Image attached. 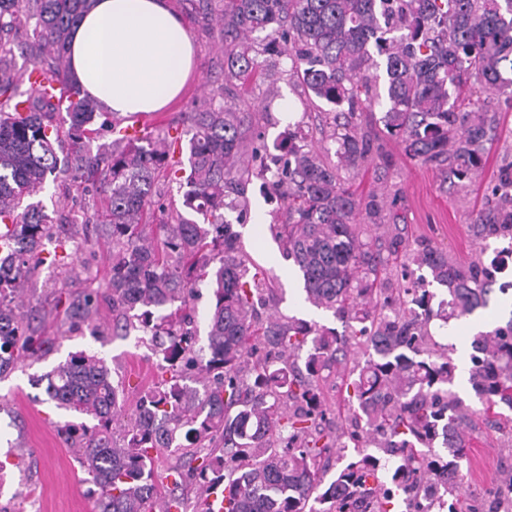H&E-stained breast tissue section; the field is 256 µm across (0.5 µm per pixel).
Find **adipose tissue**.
Returning a JSON list of instances; mask_svg holds the SVG:
<instances>
[{"mask_svg":"<svg viewBox=\"0 0 512 512\" xmlns=\"http://www.w3.org/2000/svg\"><path fill=\"white\" fill-rule=\"evenodd\" d=\"M195 49L167 0H96L73 30L69 73L120 116L157 112L183 91Z\"/></svg>","mask_w":512,"mask_h":512,"instance_id":"adipose-tissue-1","label":"adipose tissue"}]
</instances>
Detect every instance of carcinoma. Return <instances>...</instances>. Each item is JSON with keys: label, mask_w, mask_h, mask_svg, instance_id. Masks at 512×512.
Returning a JSON list of instances; mask_svg holds the SVG:
<instances>
[{"label": "carcinoma", "mask_w": 512, "mask_h": 512, "mask_svg": "<svg viewBox=\"0 0 512 512\" xmlns=\"http://www.w3.org/2000/svg\"><path fill=\"white\" fill-rule=\"evenodd\" d=\"M93 2L0 0V377L52 351V338L31 326L24 280L63 262L44 256L60 225L23 200L62 175L99 195L98 227L112 238L106 291L69 298L66 314L94 326L105 299L112 335L141 332L156 358L157 378L131 409L95 353H73L46 375L52 400L95 421L60 427L95 484L94 512H170L155 475L166 453L178 459L172 486L202 491L178 500L186 512H213L218 484L223 512H431L439 501L448 512H512V468L496 495L468 501L460 460L472 424L457 390L456 347L429 328L435 317L446 326L489 305L496 275L483 255L512 253V163L499 168L470 225L480 250L467 261L410 240L394 201L363 197L341 175L387 167L356 122L378 106L406 156L466 186L500 124L487 94L512 100V0H220L219 13L203 20L219 25L224 76L251 81L259 57L276 50L311 105L332 115L335 153L290 126L273 143L274 168L268 146L249 147L242 132L256 115L222 98L186 113V168L176 158L182 133L170 123L174 134L162 142L123 134L92 150L112 122L69 80L67 53ZM256 32L264 33L258 43ZM16 41L34 51L32 67L45 78L23 94ZM52 78L77 97L62 168ZM252 175L288 212V223L270 230L302 275L305 301L344 321L348 335L258 313L274 296L272 279L251 272L225 217L233 209L247 216L240 185ZM160 176L179 181L184 206L203 223L169 210L148 230ZM492 240L505 246L492 249ZM432 281L448 292L436 310ZM202 283L212 294L204 345L193 305ZM472 349L467 383L485 418L509 427L512 317L477 333ZM332 375L340 379L334 409Z\"/></svg>", "instance_id": "cac0c4a2"}]
</instances>
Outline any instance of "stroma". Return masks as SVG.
<instances>
[{"mask_svg": "<svg viewBox=\"0 0 512 512\" xmlns=\"http://www.w3.org/2000/svg\"><path fill=\"white\" fill-rule=\"evenodd\" d=\"M182 18L193 41L197 67L181 98L164 114L175 126H182L185 113L196 111L216 89H223L225 100L244 99L256 104L267 96L288 100L294 110L291 122H284L279 109H272L257 126L267 140H274L287 124L299 125L313 143L325 141L322 118L308 105L298 81L288 74V61L280 55L265 58L264 72L250 84L221 76L224 64L223 43L218 32L201 19L200 0H168ZM502 124L496 137L486 145L487 161L466 188L450 187L439 171L407 158L395 138L389 136L380 120L369 125L391 166L384 179L373 172L350 175L349 180L360 192L382 193L397 187L401 190L398 207L406 215L416 235L447 248L457 259L471 258L477 246L468 232L473 205L492 183L499 165L512 160V102L500 101ZM259 179L245 185L250 208L246 223L237 224L243 249L273 276L281 294L279 309L284 315L315 321L343 330L344 325L331 314L316 310L304 300L302 281L291 260L283 257L269 230L274 217L259 190ZM53 223L76 217L59 241L46 244V251L64 255L67 261L97 271L95 280L72 278L59 281L57 270L40 267L25 282L31 304L39 310L52 308L58 294L72 296L106 287L109 274V240L97 237L90 220L94 214L92 200H72L61 182L46 181L37 196ZM46 335L55 339L49 356L33 361L25 371H11L0 380V395L6 403L0 408V460L4 461L5 481L0 484V512H88L91 504L88 485L68 443L58 432L59 424L82 423V416L57 408L46 393L43 376L69 354L90 351L103 357L114 381L125 383L127 405H134L138 392L128 387L131 379L151 384L156 378L155 358L138 344L136 336H112L111 332L91 335L87 326H74L66 314H58L48 324ZM467 459L463 463L464 483L468 492L481 497L491 493L500 473L512 465V432L499 431L484 420H477Z\"/></svg>", "mask_w": 512, "mask_h": 512, "instance_id": "1", "label": "stroma"}]
</instances>
